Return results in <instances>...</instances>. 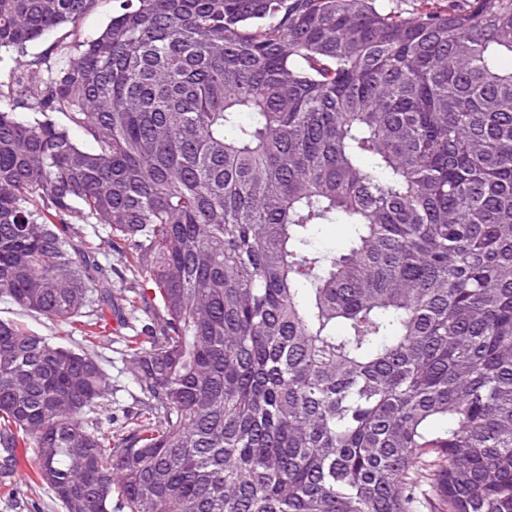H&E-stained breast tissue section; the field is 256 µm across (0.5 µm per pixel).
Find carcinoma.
Here are the masks:
<instances>
[{
	"instance_id": "carcinoma-1",
	"label": "carcinoma",
	"mask_w": 512,
	"mask_h": 512,
	"mask_svg": "<svg viewBox=\"0 0 512 512\" xmlns=\"http://www.w3.org/2000/svg\"><path fill=\"white\" fill-rule=\"evenodd\" d=\"M94 2L0 0V49ZM421 2L121 0L18 78L0 298L158 319L115 430L96 356L0 321V447L66 512H512V0ZM351 231L349 224H325L317 232L313 247L320 252L337 251L349 240ZM102 254L103 262L111 263L113 268L118 272L117 275H113V281L117 288H112V291L116 297H119L120 294L123 293L124 288L118 287L121 285L124 286L125 282L131 278V273L129 271V268H131L129 266L131 259L125 258L121 253L112 251V248L107 244L103 245Z\"/></svg>"
}]
</instances>
